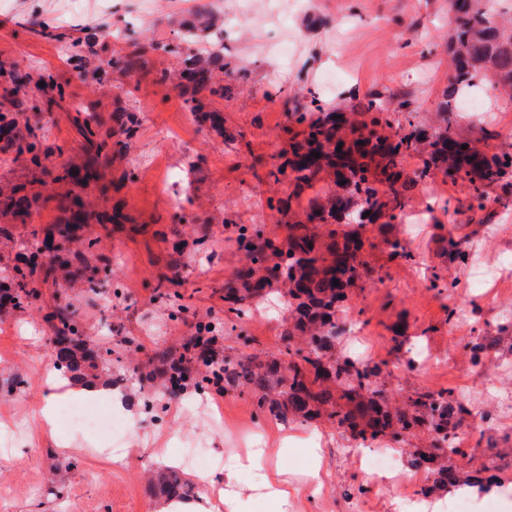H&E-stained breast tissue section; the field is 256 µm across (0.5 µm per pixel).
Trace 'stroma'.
Instances as JSON below:
<instances>
[{"mask_svg":"<svg viewBox=\"0 0 512 512\" xmlns=\"http://www.w3.org/2000/svg\"><path fill=\"white\" fill-rule=\"evenodd\" d=\"M198 2L82 0L77 10L73 0H45L57 21L82 20L98 55L140 53L143 68L126 76L101 74L92 63L74 68L60 43L32 32L21 16L22 0H0V62L17 64L19 75L34 80L51 76L66 92L59 103L34 89L28 95L30 122L54 149L50 171L89 157L75 116L88 119L102 139L116 129L117 112L133 118L126 148L100 160L97 169L105 177L90 184L94 211L119 209L123 222L85 226L53 277L35 273L36 295L26 309L0 316V512H152L159 498L147 476L170 463L197 483L199 494L214 497L227 487L243 492L252 512H394L395 499L405 494L365 477L353 452L355 440L333 421L280 420L259 413L251 395L235 389L219 396L214 387L200 390L189 383L176 395L158 391L132 374L128 361L182 350L202 323L216 326L220 351L233 359L285 349L286 307H270L265 321L254 324L226 310L223 291L244 265L232 243L237 226L261 224L268 236L284 238L288 227L268 209L267 199L290 198L298 217L316 196L307 188L290 197L287 182L269 175L276 157L289 148L284 103L297 93L303 103L315 100L347 112L371 95L387 99L404 92L412 98L416 122L430 123L452 73L444 41L446 0H306L295 9L286 0H268L225 43V54L249 70L231 98L214 103L236 136L232 142L195 122L179 89L158 80L178 60L157 50V43L171 37ZM283 31L296 43L286 59L270 50ZM329 70L342 78L327 89L321 77ZM484 97L482 117L463 123L462 133L478 138L491 132L492 152L511 147L512 104L490 89ZM41 178L23 159L0 154V184L40 195L27 223L5 225L0 267L17 265L37 235L66 218L58 201L64 184ZM172 192L184 200L183 209L170 205ZM468 201L467 185L437 173L407 200L411 211L433 208L429 223L359 228L370 272L351 289L348 304L351 319L367 330L373 361L387 362V382L397 399L417 390H450L496 425L512 394V297L483 302L468 285L466 264L450 261L443 249L452 239L472 256L490 244L498 256L512 258V228L503 223L512 217V187L490 190L479 216L469 211ZM394 237L409 258L391 256L387 241ZM60 305L73 312L90 343L112 348L117 356L105 376L129 404L128 411L114 413L124 445L133 451L122 465L112 459L110 436L32 430L44 393L42 365L54 349L48 316ZM461 310L470 312V322L453 324L451 313ZM398 333L407 341L397 352L392 338ZM486 333L500 336L501 343L478 369L468 343ZM419 343L435 356L431 371L406 367L410 348ZM286 434L294 437L287 452L256 459L226 481L227 458ZM459 438V465L487 466L512 480V470L496 464L501 449L512 448V435L483 430L466 418ZM185 444L204 449V459L181 458ZM157 446L164 448L165 460H157ZM315 447L329 471L319 485L309 479ZM276 464L299 490L285 508L263 496V477Z\"/></svg>","mask_w":512,"mask_h":512,"instance_id":"35a3bbf8","label":"stroma"}]
</instances>
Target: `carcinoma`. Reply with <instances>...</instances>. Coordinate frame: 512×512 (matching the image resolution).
Masks as SVG:
<instances>
[{
    "mask_svg": "<svg viewBox=\"0 0 512 512\" xmlns=\"http://www.w3.org/2000/svg\"><path fill=\"white\" fill-rule=\"evenodd\" d=\"M218 32L211 11L195 9L194 16L180 24L176 34L179 43L156 44L180 60L178 73L164 71L160 81L177 79L185 95L184 104L195 121L209 125L231 142L235 135L224 128V116L211 109L212 99H224L231 93V87L218 76L244 82L248 69L224 57ZM205 38L211 40L213 49L201 55L192 46ZM447 47L454 72L442 92L439 123L430 129L410 120V132L383 134L400 123L399 115L413 114L412 100L406 94L393 98L391 107L380 96H373L355 106L354 120L343 112L326 111L319 104L313 112L298 104L288 109L297 130L288 157L274 165L270 176L277 182L291 180L297 190L327 177L336 189L327 190L320 200H311L305 218L288 223V236L281 241L265 237L258 226L238 233L235 245L247 264L235 278L224 282V306L229 312L245 314L266 299V288L281 284L287 288L293 327L303 341L299 345L289 343L279 355L265 360L252 355L221 360L215 354L203 362L205 370L198 372L195 382L197 388H204L211 382V367L221 361L224 387L247 389L261 413L305 421L325 416L335 420L336 427L351 438L363 442L408 443L421 434L428 435L429 447L416 449L412 460V468L433 476L432 484L420 490L426 498L461 482L481 489L501 483L499 476L486 475V467L466 472L452 462L460 453L458 428L465 408L448 390L436 394L415 391L395 407L382 364L371 362L362 367L352 356L336 352V346L342 343L338 320L349 310L342 305L347 289L369 273L360 253L361 243L343 231V226L377 223L383 229L403 223L410 192L436 171L454 184L468 183V209L478 211L485 209L490 189L512 178V151L489 153L477 146L479 140L459 133L465 93L483 82L512 94V0H448ZM74 121L95 148L94 158L102 156L107 142L93 141L95 132L88 121L77 117ZM0 152L23 156L44 172L54 149L28 122L0 112ZM313 152L320 157L311 156ZM407 155L420 160L411 176L401 163ZM52 181L69 183V190L60 196L68 218L48 233L61 248L75 237L74 229L105 214L87 207L83 194L90 186V175L79 176L78 167L69 165ZM36 200L37 195H21L14 187L8 192L0 189V216L24 224ZM54 263L55 258L44 256L37 248L26 268H0V299L9 298L13 309L24 308L33 297L30 277L38 270L49 273ZM335 280L339 284H333ZM56 318L60 323L57 331L67 337L68 345L55 347L53 368L80 382L99 379V355L87 347L68 307L59 308ZM499 341L498 336L477 337L471 347L474 364H480L481 354ZM149 364L152 370L145 373L137 365L132 373L150 381L165 376L172 382L182 379L172 365L187 375L195 368L194 355H175L169 350L155 353ZM192 489L193 484L176 469L159 473L153 486V491L177 502L191 498Z\"/></svg>",
    "mask_w": 512,
    "mask_h": 512,
    "instance_id": "obj_1",
    "label": "carcinoma"
}]
</instances>
